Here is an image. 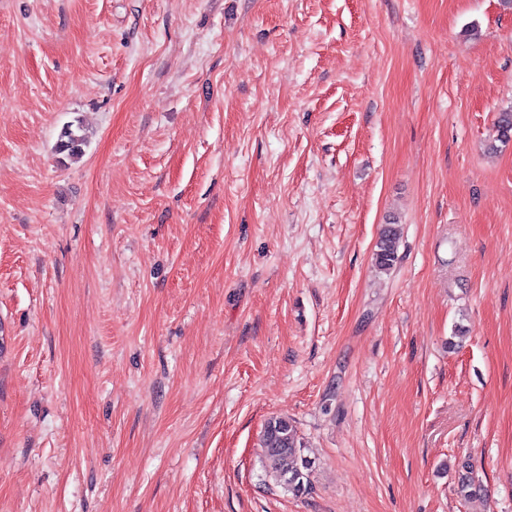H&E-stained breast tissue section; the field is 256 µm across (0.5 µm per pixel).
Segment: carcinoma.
Here are the masks:
<instances>
[{
	"label": "carcinoma",
	"instance_id": "1",
	"mask_svg": "<svg viewBox=\"0 0 512 512\" xmlns=\"http://www.w3.org/2000/svg\"><path fill=\"white\" fill-rule=\"evenodd\" d=\"M512 142V105L502 108L493 123V133L488 148L493 152ZM84 137L71 128L61 135L60 147L68 155L81 154ZM401 230L397 221L385 224L375 245V266L388 272L398 263V245ZM263 468L266 475L286 486L296 496L307 494L311 490L310 474L312 462L302 455V442L293 421L285 417H272L265 426ZM481 489L479 479L472 466L462 465L458 474L456 493L462 499H468Z\"/></svg>",
	"mask_w": 512,
	"mask_h": 512
}]
</instances>
